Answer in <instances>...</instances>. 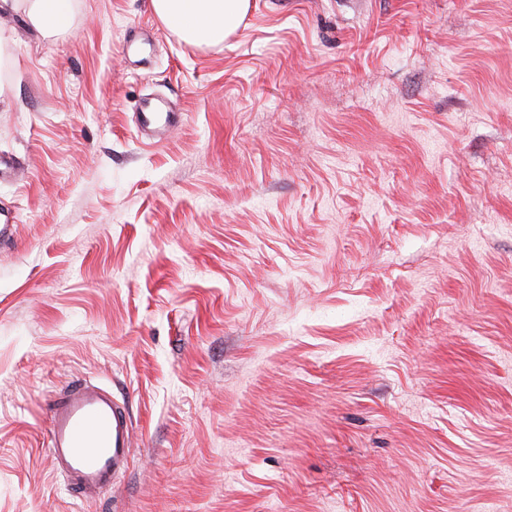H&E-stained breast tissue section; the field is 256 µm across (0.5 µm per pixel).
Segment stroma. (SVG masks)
Here are the masks:
<instances>
[{
  "label": "stroma",
  "mask_w": 512,
  "mask_h": 512,
  "mask_svg": "<svg viewBox=\"0 0 512 512\" xmlns=\"http://www.w3.org/2000/svg\"><path fill=\"white\" fill-rule=\"evenodd\" d=\"M0 28V512H512V0ZM76 379L132 422L89 502L41 411ZM165 112V130L173 123L176 122V118L170 116L169 110L161 101H152L148 103L142 110L140 114V124L143 128L147 129H156L159 126L161 113Z\"/></svg>",
  "instance_id": "1"
}]
</instances>
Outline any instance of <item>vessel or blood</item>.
<instances>
[{"label": "vessel or blood", "instance_id": "obj_1", "mask_svg": "<svg viewBox=\"0 0 512 512\" xmlns=\"http://www.w3.org/2000/svg\"><path fill=\"white\" fill-rule=\"evenodd\" d=\"M159 101L141 111L147 129L173 124ZM45 419L53 468L62 474L70 491L81 498L107 493L126 472L131 460V422L126 408L111 391L94 383L74 381L47 400Z\"/></svg>", "mask_w": 512, "mask_h": 512}]
</instances>
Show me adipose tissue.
I'll use <instances>...</instances> for the list:
<instances>
[{
    "label": "adipose tissue",
    "mask_w": 512,
    "mask_h": 512,
    "mask_svg": "<svg viewBox=\"0 0 512 512\" xmlns=\"http://www.w3.org/2000/svg\"><path fill=\"white\" fill-rule=\"evenodd\" d=\"M154 14L191 42L223 43L237 30L250 0H150ZM71 0H0V10H26L41 31L64 27Z\"/></svg>",
    "instance_id": "obj_1"
}]
</instances>
